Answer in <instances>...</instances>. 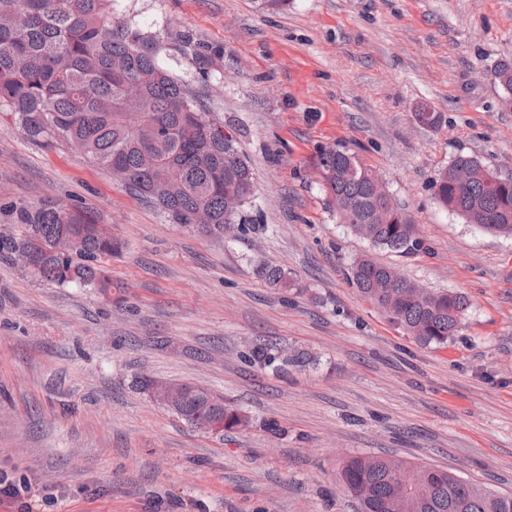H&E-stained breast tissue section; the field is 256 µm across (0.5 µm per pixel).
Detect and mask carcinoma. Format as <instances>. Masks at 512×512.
Returning a JSON list of instances; mask_svg holds the SVG:
<instances>
[{
  "label": "carcinoma",
  "instance_id": "obj_1",
  "mask_svg": "<svg viewBox=\"0 0 512 512\" xmlns=\"http://www.w3.org/2000/svg\"><path fill=\"white\" fill-rule=\"evenodd\" d=\"M116 0H0V107L33 140L81 144L83 155L134 193L157 205L172 224L195 229L191 215L207 210L212 223L199 229L222 236L242 231L244 205L254 195L251 167L233 136L209 118L178 77L158 64L162 37L133 26L114 13ZM500 101L512 110V61L492 70ZM141 82L139 98L127 103L126 84ZM328 205L355 235L365 230L377 247L411 254L424 247L415 225L396 207L377 215L374 172L342 148L318 152L314 162ZM485 165L458 155L432 180L434 198L466 223L512 237V183L492 186ZM18 237L0 236V258H13L27 245L34 275L59 286L112 288L105 262L119 249L96 218L79 209L42 205L14 207ZM76 237V254L57 251L59 240ZM257 274L276 288H302L292 272L261 264ZM348 276L394 326L419 346H443L457 335L469 300L461 293L426 290L418 295L393 267L366 256L354 259ZM249 360L261 366L305 367L306 352L284 354L277 342L254 347ZM177 414L206 432L231 430L247 422L244 412L215 393L193 385ZM389 459L351 456L340 480L358 512H512V496L496 495L444 469L402 463L417 499L396 496Z\"/></svg>",
  "mask_w": 512,
  "mask_h": 512
}]
</instances>
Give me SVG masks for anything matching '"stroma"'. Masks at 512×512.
<instances>
[{
    "instance_id": "stroma-1",
    "label": "stroma",
    "mask_w": 512,
    "mask_h": 512,
    "mask_svg": "<svg viewBox=\"0 0 512 512\" xmlns=\"http://www.w3.org/2000/svg\"><path fill=\"white\" fill-rule=\"evenodd\" d=\"M160 34L163 67L231 128L251 166L245 232L180 229L63 144L0 112V232L13 206L94 213L124 249L112 294L0 259V512H357L346 457L426 463L512 495V238L440 207L429 184L460 154L512 175V111L490 70L512 60V0H118ZM220 53L205 75L194 61ZM439 113L430 127L420 108ZM354 153L415 224L423 250L372 247L329 210L311 161ZM368 255L471 303L448 345L422 348L351 285ZM283 265L308 288L267 285ZM306 368L251 364L267 340ZM194 383L249 416L198 430L131 386Z\"/></svg>"
}]
</instances>
